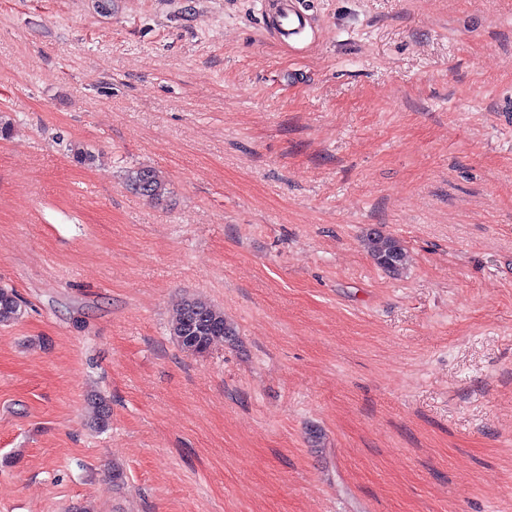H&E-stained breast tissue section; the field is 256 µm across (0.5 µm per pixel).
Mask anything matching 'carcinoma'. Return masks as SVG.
I'll return each instance as SVG.
<instances>
[{"label":"carcinoma","instance_id":"obj_1","mask_svg":"<svg viewBox=\"0 0 512 512\" xmlns=\"http://www.w3.org/2000/svg\"><path fill=\"white\" fill-rule=\"evenodd\" d=\"M125 185L158 204L162 203L168 194L164 177L149 167L127 170ZM364 244L381 269L396 273L403 268L406 252L397 238L378 227H372L364 236ZM20 315L21 308L15 293L0 288V324H9ZM171 334L181 346L203 353L214 343L236 335V330L220 309L203 301L186 299L180 304L171 323Z\"/></svg>","mask_w":512,"mask_h":512}]
</instances>
